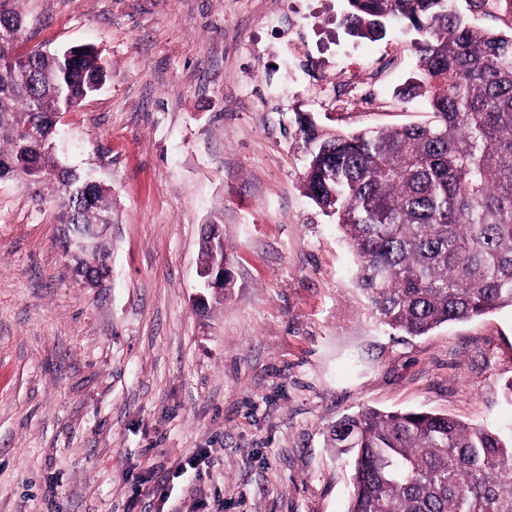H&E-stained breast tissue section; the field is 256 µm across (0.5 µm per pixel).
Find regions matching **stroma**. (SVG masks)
<instances>
[{
    "instance_id": "35a3bbf8",
    "label": "stroma",
    "mask_w": 512,
    "mask_h": 512,
    "mask_svg": "<svg viewBox=\"0 0 512 512\" xmlns=\"http://www.w3.org/2000/svg\"><path fill=\"white\" fill-rule=\"evenodd\" d=\"M24 48L89 44L100 91L62 115L57 157L112 191V279L91 290L57 206L0 181V512H346L365 407L512 427V309L411 337L375 316L334 220L305 196L298 114L325 129L427 123L415 31L342 25L345 0H24ZM377 72L336 117L331 78ZM235 286L193 304L201 229ZM193 469L180 471L186 459Z\"/></svg>"
}]
</instances>
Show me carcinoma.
Segmentation results:
<instances>
[{"label": "carcinoma", "instance_id": "cac0c4a2", "mask_svg": "<svg viewBox=\"0 0 512 512\" xmlns=\"http://www.w3.org/2000/svg\"><path fill=\"white\" fill-rule=\"evenodd\" d=\"M22 2L0 0V180L60 200L67 253L87 225L112 223V195L61 167L52 144L60 116L109 72L90 45L17 52ZM453 2L347 0L343 18L351 37L378 38L391 20L420 35L397 96L426 99L433 121L343 134L296 119L312 146L306 196L335 218L375 313L407 336L512 308V0H471L498 6L503 30L473 25ZM109 258L105 242L71 257L76 279L104 287ZM332 440L353 458L347 512H512V433L365 408L337 421Z\"/></svg>", "mask_w": 512, "mask_h": 512}]
</instances>
